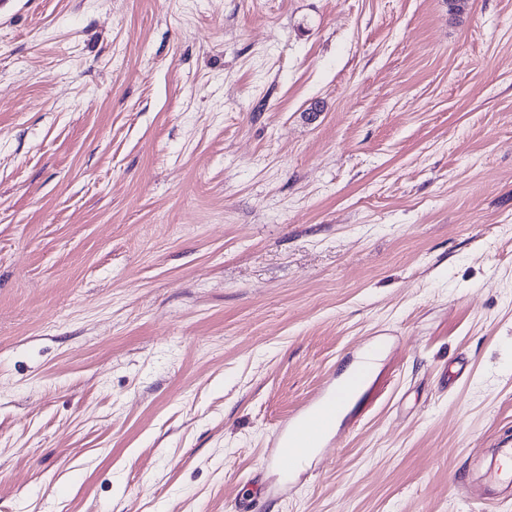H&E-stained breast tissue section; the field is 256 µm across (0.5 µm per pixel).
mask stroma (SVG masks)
I'll use <instances>...</instances> for the list:
<instances>
[{"mask_svg": "<svg viewBox=\"0 0 512 512\" xmlns=\"http://www.w3.org/2000/svg\"><path fill=\"white\" fill-rule=\"evenodd\" d=\"M512 512V0H0V512ZM349 377L328 373L318 391L282 422L267 451V461L280 475L288 478L297 473L311 454L336 436L338 419L345 415L339 398ZM498 452L501 455L502 463L499 464L496 472L488 474L485 482L479 487L469 488V486H465L467 487V493L485 502H492L495 499L498 486L509 485L508 477L509 480L511 478L512 484V448H499Z\"/></svg>", "mask_w": 512, "mask_h": 512, "instance_id": "stroma-1", "label": "stroma"}]
</instances>
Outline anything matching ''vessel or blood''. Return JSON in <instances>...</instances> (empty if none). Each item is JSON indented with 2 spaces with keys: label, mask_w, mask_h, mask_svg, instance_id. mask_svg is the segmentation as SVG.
<instances>
[{
  "label": "vessel or blood",
  "mask_w": 512,
  "mask_h": 512,
  "mask_svg": "<svg viewBox=\"0 0 512 512\" xmlns=\"http://www.w3.org/2000/svg\"><path fill=\"white\" fill-rule=\"evenodd\" d=\"M346 386V379L328 374L318 391L282 422L267 452L268 462L280 475L297 473L311 454L326 447L335 436L338 420L345 414L340 397ZM500 455L502 462L496 472L488 474L481 486L472 488L474 497L493 501L497 487L512 478V448L501 449Z\"/></svg>",
  "instance_id": "1"
}]
</instances>
